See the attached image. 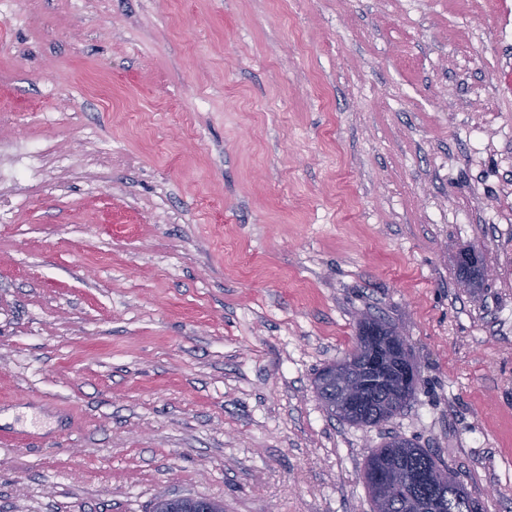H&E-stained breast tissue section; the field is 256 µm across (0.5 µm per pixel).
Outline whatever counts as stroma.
<instances>
[{
    "label": "stroma",
    "mask_w": 512,
    "mask_h": 512,
    "mask_svg": "<svg viewBox=\"0 0 512 512\" xmlns=\"http://www.w3.org/2000/svg\"><path fill=\"white\" fill-rule=\"evenodd\" d=\"M0 425V512H371L391 435L512 512V0H0ZM362 338L364 340L359 342L358 350L355 352L359 355L360 362L354 352H348L343 360L336 363V371L347 384L340 406L344 413L350 415L358 413L364 404L360 387L354 381L360 375L367 377L363 380L365 383L383 382L390 377L394 378L401 396L408 394L416 376L413 364L397 362L399 353L406 349V339L400 329L383 331L372 327L368 331V336ZM332 365L325 366L320 372L316 382L317 393L328 414L337 415L351 424L366 427L388 422L401 412L414 393L404 398L386 384H373L365 389L369 403L365 416L359 420L352 419L336 412L331 405L337 396L336 382L329 376Z\"/></svg>",
    "instance_id": "stroma-1"
}]
</instances>
